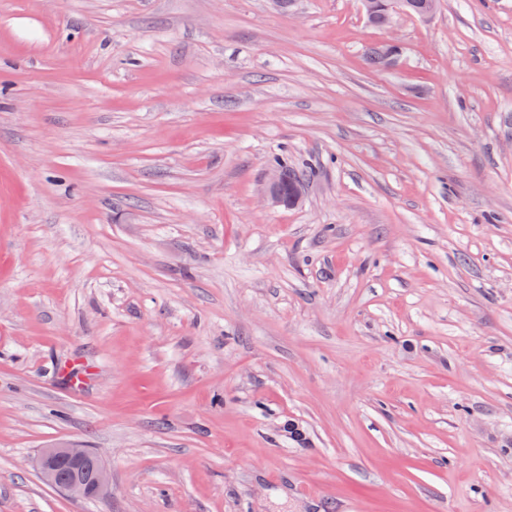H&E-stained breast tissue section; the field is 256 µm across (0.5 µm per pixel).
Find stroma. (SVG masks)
<instances>
[{"mask_svg": "<svg viewBox=\"0 0 512 512\" xmlns=\"http://www.w3.org/2000/svg\"><path fill=\"white\" fill-rule=\"evenodd\" d=\"M0 512H512V0H0ZM275 163L280 172L275 170L272 173L268 182L266 196L272 208H280L282 206H287L288 203H296L300 199L301 189L298 185H290L288 186V194H286L282 186V174L287 177L290 176L294 180H297V175L288 169V158L278 157L275 160ZM92 453L97 461V469L92 478L76 474L63 478L58 472L56 463L62 460L70 461L79 469L86 456L85 448H73L68 445L43 448L38 457L40 475L46 483L75 497L86 498L91 495H106L112 490L108 472L100 455L95 452ZM92 453L89 451L88 461L90 464L94 462Z\"/></svg>", "mask_w": 512, "mask_h": 512, "instance_id": "obj_1", "label": "stroma"}]
</instances>
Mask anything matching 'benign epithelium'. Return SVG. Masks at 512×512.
<instances>
[{"mask_svg":"<svg viewBox=\"0 0 512 512\" xmlns=\"http://www.w3.org/2000/svg\"><path fill=\"white\" fill-rule=\"evenodd\" d=\"M266 196L271 207L280 208L298 201L301 189L298 185H290L288 189H283L282 174L276 170L269 179ZM85 456V449L73 448L68 445L43 448L38 457L40 475L46 483L75 497L86 498L91 495L103 496L110 493L112 487L108 472L97 453L94 454L97 469L93 477L86 478L76 474L68 478L60 476L56 466L57 462L66 460L78 467L82 465Z\"/></svg>","mask_w":512,"mask_h":512,"instance_id":"benign-epithelium-1","label":"benign epithelium"}]
</instances>
